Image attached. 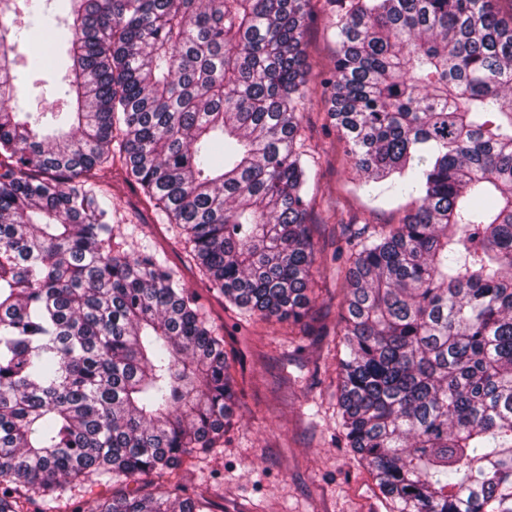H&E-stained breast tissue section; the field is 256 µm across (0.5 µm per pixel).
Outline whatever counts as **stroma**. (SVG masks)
<instances>
[{
	"label": "stroma",
	"instance_id": "obj_1",
	"mask_svg": "<svg viewBox=\"0 0 512 512\" xmlns=\"http://www.w3.org/2000/svg\"><path fill=\"white\" fill-rule=\"evenodd\" d=\"M312 73L328 71L336 50L334 28L325 17L304 36ZM301 122L307 146L320 154L316 197L306 222L317 252L313 295L301 325L258 321L227 304L201 275L190 246L174 224L160 223L152 201L121 161L101 171L112 193V248L150 249L180 278L201 313L224 338L239 398L233 422L207 453L186 458L178 481L204 492L213 512H387L374 475L345 449L336 414V345L342 314L331 261L339 227L328 203L345 216L394 224L407 200L390 183L365 185L344 156L328 104L317 82L308 85ZM148 478L113 483L92 480L67 489L55 512L79 501L94 512L114 495L149 491Z\"/></svg>",
	"mask_w": 512,
	"mask_h": 512
}]
</instances>
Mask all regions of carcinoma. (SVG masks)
<instances>
[{"label": "carcinoma", "instance_id": "obj_1", "mask_svg": "<svg viewBox=\"0 0 512 512\" xmlns=\"http://www.w3.org/2000/svg\"><path fill=\"white\" fill-rule=\"evenodd\" d=\"M0 0V512L68 483L155 476L224 432V338L164 260L112 253L119 148L213 288L302 322L316 253L300 139L321 80L365 184L413 199L344 224L337 413L394 512H512V0ZM27 14L11 29L5 19ZM68 112L23 111L11 53ZM98 512H211L163 483Z\"/></svg>", "mask_w": 512, "mask_h": 512}]
</instances>
